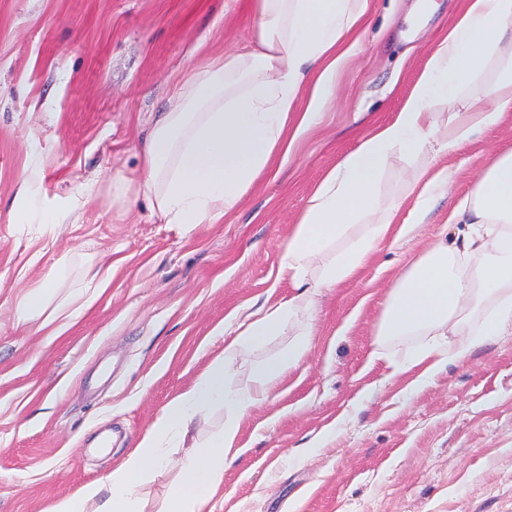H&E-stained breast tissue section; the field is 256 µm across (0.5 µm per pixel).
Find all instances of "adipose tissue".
<instances>
[{
    "mask_svg": "<svg viewBox=\"0 0 512 512\" xmlns=\"http://www.w3.org/2000/svg\"><path fill=\"white\" fill-rule=\"evenodd\" d=\"M368 10L369 0H250V47L196 67L142 146L140 188L153 210L191 230L236 209L334 99L346 39ZM492 56L506 65L485 88L482 104L437 122L434 105L456 99ZM510 114L512 0H464L453 25L432 44L400 111L365 134L310 195L278 265L291 284L288 297L230 314L233 331L223 357L170 401L105 481L56 500L48 512H142L138 489L151 471L167 465L165 444L186 440L197 415L220 409L222 429L184 454L183 479L165 510L213 512L241 419L303 361L310 341L301 335L285 357L245 375L236 367L241 354L293 319L313 317L321 290L353 281L379 246L415 234L452 181L436 158L459 154ZM395 156L405 161V174L388 193L386 166ZM409 200L414 206L400 218ZM448 221L458 227L454 239L435 241L397 272L372 331L377 360L386 359L389 342L422 337L391 367L397 375L420 369L423 383L494 338L512 335V143L496 150ZM66 274V262H57L29 290L15 309L17 326L42 316L63 335L105 290L106 274L90 266L79 287L56 299L54 284ZM486 304L489 314L473 325Z\"/></svg>",
    "mask_w": 512,
    "mask_h": 512,
    "instance_id": "obj_1",
    "label": "adipose tissue"
}]
</instances>
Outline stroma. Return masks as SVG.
<instances>
[{
  "label": "stroma",
  "instance_id": "obj_1",
  "mask_svg": "<svg viewBox=\"0 0 512 512\" xmlns=\"http://www.w3.org/2000/svg\"><path fill=\"white\" fill-rule=\"evenodd\" d=\"M414 0H370L336 98L218 224L165 223L142 196L140 147L189 70L249 43V0H0V512H47L119 465L168 403L224 353V320L287 297L276 277L310 194L413 92L460 0L400 39ZM496 136L441 156L454 173L409 242L324 292L305 359L242 418L215 512H512V336L424 384L371 358L393 277L470 191ZM57 224L26 223L29 200ZM112 272L63 336L14 324L57 260ZM180 473L139 489L164 512Z\"/></svg>",
  "mask_w": 512,
  "mask_h": 512
}]
</instances>
